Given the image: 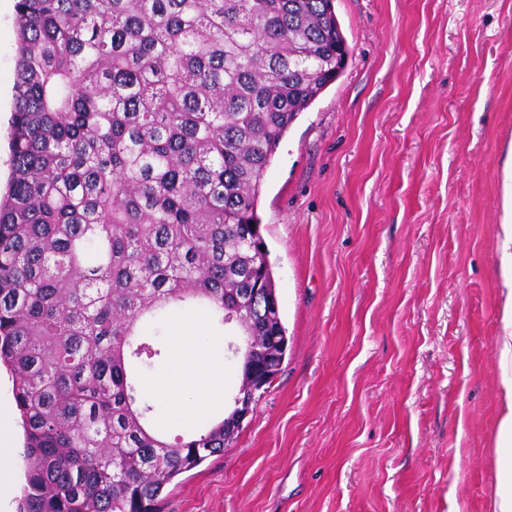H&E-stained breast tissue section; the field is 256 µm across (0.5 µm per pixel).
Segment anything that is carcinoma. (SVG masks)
<instances>
[{
    "label": "carcinoma",
    "instance_id": "obj_1",
    "mask_svg": "<svg viewBox=\"0 0 512 512\" xmlns=\"http://www.w3.org/2000/svg\"><path fill=\"white\" fill-rule=\"evenodd\" d=\"M11 175L0 197V364L24 432L18 512H160L224 452L168 442L143 372L193 306L288 339L257 205L290 126L345 69L332 0H17ZM262 288L255 289L256 281Z\"/></svg>",
    "mask_w": 512,
    "mask_h": 512
}]
</instances>
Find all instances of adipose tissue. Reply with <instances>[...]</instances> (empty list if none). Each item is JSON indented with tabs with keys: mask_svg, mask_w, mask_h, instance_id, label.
<instances>
[{
	"mask_svg": "<svg viewBox=\"0 0 512 512\" xmlns=\"http://www.w3.org/2000/svg\"><path fill=\"white\" fill-rule=\"evenodd\" d=\"M501 218L497 226L493 276L497 286L494 339L498 413L494 441L496 485L489 512H512V146L501 169ZM171 365L145 388L167 422L204 416L221 403L223 363L205 322L176 318Z\"/></svg>",
	"mask_w": 512,
	"mask_h": 512,
	"instance_id": "obj_1",
	"label": "adipose tissue"
}]
</instances>
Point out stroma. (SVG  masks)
Returning <instances> with one entry per match:
<instances>
[{
	"label": "stroma",
	"mask_w": 512,
	"mask_h": 512,
	"mask_svg": "<svg viewBox=\"0 0 512 512\" xmlns=\"http://www.w3.org/2000/svg\"><path fill=\"white\" fill-rule=\"evenodd\" d=\"M342 75L290 126L257 213L288 338L232 447L162 512H487L512 0H334ZM15 0H0V187Z\"/></svg>",
	"instance_id": "stroma-1"
}]
</instances>
